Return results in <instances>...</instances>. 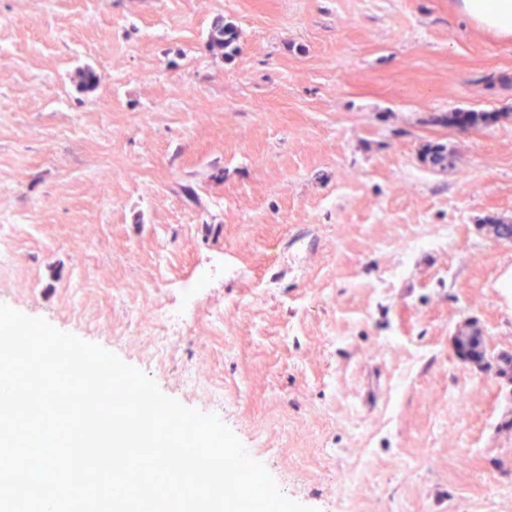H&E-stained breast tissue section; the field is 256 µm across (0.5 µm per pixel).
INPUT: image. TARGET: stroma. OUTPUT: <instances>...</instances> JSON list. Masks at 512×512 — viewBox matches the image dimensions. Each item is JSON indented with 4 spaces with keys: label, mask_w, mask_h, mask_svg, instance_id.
I'll list each match as a JSON object with an SVG mask.
<instances>
[{
    "label": "stroma",
    "mask_w": 512,
    "mask_h": 512,
    "mask_svg": "<svg viewBox=\"0 0 512 512\" xmlns=\"http://www.w3.org/2000/svg\"><path fill=\"white\" fill-rule=\"evenodd\" d=\"M454 2L0 0V304L217 415L317 512L355 467L357 512H512V246L487 231L512 41ZM424 224L455 235L404 250ZM149 304L186 321L162 352ZM209 46L224 50L232 47V50L238 51V47L234 46L236 42V32L224 25L223 18H217L213 21L209 36Z\"/></svg>",
    "instance_id": "obj_1"
}]
</instances>
